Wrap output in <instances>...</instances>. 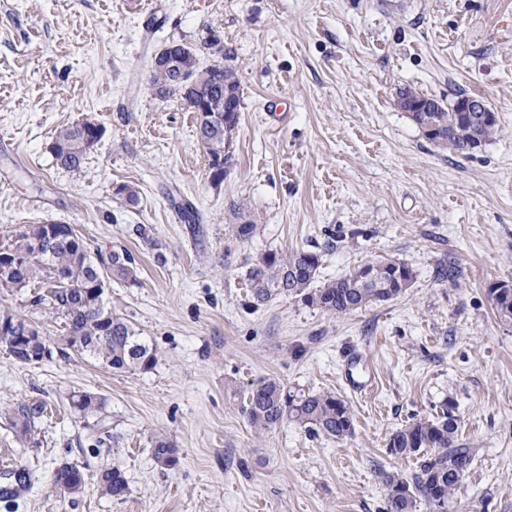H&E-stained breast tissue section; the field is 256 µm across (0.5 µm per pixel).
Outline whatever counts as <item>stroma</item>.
I'll return each instance as SVG.
<instances>
[{
	"instance_id": "stroma-1",
	"label": "stroma",
	"mask_w": 512,
	"mask_h": 512,
	"mask_svg": "<svg viewBox=\"0 0 512 512\" xmlns=\"http://www.w3.org/2000/svg\"><path fill=\"white\" fill-rule=\"evenodd\" d=\"M213 33L224 57L204 46ZM173 42L240 80L218 185L196 113L148 87ZM406 88L482 98L498 132L467 158L440 149L397 107ZM86 116L103 137L82 170L57 167L55 131ZM123 183L137 205L116 195ZM235 202L261 226L252 240L232 232ZM51 223L133 255L136 282H112L106 302L156 363L22 365L0 351V408L38 399L49 413L39 447L0 441V485L7 467L28 473L14 512H385L380 469H414L387 454L390 435L448 399L476 451L454 512H512V323L488 295L512 281V0H0V242ZM301 248L323 252V282L377 256L415 278L338 318L292 296L252 307L256 257ZM349 370L370 392L348 389ZM272 376L336 392L353 435L256 433L241 396ZM78 391L104 399L105 443L74 413ZM158 435L175 467L154 460ZM64 463L84 472L82 493L55 488ZM113 466L129 484L119 501L97 489Z\"/></svg>"
}]
</instances>
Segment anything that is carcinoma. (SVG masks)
<instances>
[{
  "label": "carcinoma",
  "instance_id": "1",
  "mask_svg": "<svg viewBox=\"0 0 512 512\" xmlns=\"http://www.w3.org/2000/svg\"><path fill=\"white\" fill-rule=\"evenodd\" d=\"M196 78L197 85L209 91L214 101L228 98L238 102L241 99L237 72L229 66L218 62L201 67L196 71ZM150 85L166 87L167 97H180L186 106H191V101L181 97V91L171 86L168 72L151 71ZM465 95L466 92L459 91L446 104L411 89L400 92L399 97L410 107L418 106V111L408 116L428 141L453 154L468 157L474 146L480 147L496 135L498 122H485L476 112L468 117L458 112L456 103ZM237 122L236 112H225L220 120H197L211 145L210 167L217 165L224 149L229 147ZM90 134L86 119L59 128L51 145L56 166L69 171L81 170L88 154ZM230 210L239 219V223L233 225L236 238L248 241L258 234L260 227L246 214L243 204L236 202ZM43 232L41 226L15 232L10 241L0 245V267L6 265L2 261L6 255L17 259V266L9 272L14 289L20 291L29 282L37 284V296L29 300V306L59 321L62 333L53 339L35 328L25 342L16 333L0 335V349L23 365L29 350L47 346L49 351L63 358L74 350L97 358L114 370L152 369L156 362L155 350L130 320L112 313L106 302L98 301L94 293L97 279L103 274L113 281H136L133 256L125 249L92 255L80 238L48 240ZM322 262L323 253L303 248L289 253L269 250L261 254L247 274L253 306L257 308L287 294L324 313L346 316L401 296L414 280L413 271L405 262L380 257L314 288L312 284ZM488 294L501 320L512 323V283L495 282L489 286ZM96 304L100 306L97 314L90 310ZM72 405L84 419L98 417L95 430L102 429L100 415L104 402L92 405L74 395ZM44 411V403L33 400L10 404L0 414L21 447L32 448L40 444ZM242 412L258 433L269 431L284 421L336 440H343L354 431L350 406L334 392L290 390L274 377H264L245 391ZM459 428L455 404L447 400L435 415L416 419L391 434L387 453L397 459H414L415 468L408 477L395 471H379L386 489V512H415L419 501L429 512H451L452 496L475 460L474 450L458 443ZM152 455L164 467L178 462L173 444L162 436L152 441ZM79 472L76 465H61V471L54 476L57 490H62ZM13 474L17 475L16 486L0 488V501L7 508L14 505L19 489L26 487L25 470L15 469ZM98 487L103 496L115 500L125 498L129 492L128 481L117 466L99 474Z\"/></svg>",
  "mask_w": 512,
  "mask_h": 512
}]
</instances>
